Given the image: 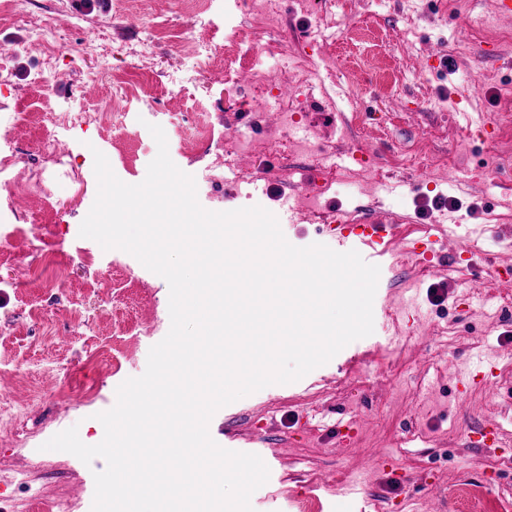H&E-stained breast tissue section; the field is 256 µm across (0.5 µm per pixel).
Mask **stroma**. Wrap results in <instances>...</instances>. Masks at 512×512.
I'll use <instances>...</instances> for the list:
<instances>
[{
    "label": "stroma",
    "mask_w": 512,
    "mask_h": 512,
    "mask_svg": "<svg viewBox=\"0 0 512 512\" xmlns=\"http://www.w3.org/2000/svg\"><path fill=\"white\" fill-rule=\"evenodd\" d=\"M329 38L306 54L329 63L326 92H314L298 115L313 138L338 153L361 151L367 175L327 192L326 210L355 223L380 208L397 238L373 302L374 331L300 380L274 384L220 408L209 424L216 443L277 453L278 481L251 496L254 512H305L320 497L330 512H469L512 507V401L480 387L455 412L451 368L476 365L512 347V282L490 279L512 267V20L496 19L494 0H314ZM0 20V137L13 133L16 184L29 187L28 208L8 213L21 234L0 247V390L18 408L12 435L0 438V512H32L35 500L92 502L95 472L43 445L77 427L98 444L97 413L116 389L144 373L150 348L170 329L169 286L129 253L99 248L79 227L97 194L94 151L116 176L137 184L157 154L149 125L161 126L172 161L195 178L210 211L255 205L272 212L285 238L305 247L322 240L318 217L289 219L282 201L314 192L306 158L262 154L253 166L287 168V181L249 180L220 166L197 144L249 132L261 110L234 70L213 66L214 47L257 28L245 0H9ZM57 17L54 55L44 52L41 16ZM188 34L203 35L195 52ZM150 44L149 80L124 88L118 79L131 53ZM335 100L333 117L321 102ZM108 112L112 121L77 127L59 115ZM447 155L427 170L419 153ZM471 245L439 280L422 281L400 253L411 241L439 247L449 225ZM43 227L49 244L95 250L94 264L61 256L58 286L28 274L24 231ZM488 275L485 306L455 305L473 274ZM46 319H39V312ZM497 428L503 448L474 445ZM45 468L23 483L20 473ZM371 481H364V474Z\"/></svg>",
    "instance_id": "1"
}]
</instances>
